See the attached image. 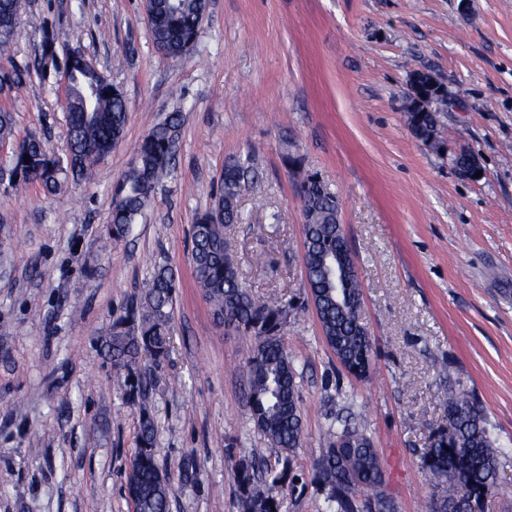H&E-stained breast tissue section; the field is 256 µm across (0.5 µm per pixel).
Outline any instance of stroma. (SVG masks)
Wrapping results in <instances>:
<instances>
[{"label":"stroma","mask_w":512,"mask_h":512,"mask_svg":"<svg viewBox=\"0 0 512 512\" xmlns=\"http://www.w3.org/2000/svg\"><path fill=\"white\" fill-rule=\"evenodd\" d=\"M21 35L0 72L22 68L54 28L57 54L77 50L124 95L122 140L92 178L57 194L0 182V512H133L126 471L141 411L156 427L169 512H236L234 467L276 450L248 420L251 338L214 316L191 265L192 226L240 159L260 185L239 198L227 231L240 280L293 307L282 342L298 373L305 445L277 494L282 512H321L313 462L344 410L385 463L394 512H429L418 462L445 426L438 395L461 382L506 448L512 512V0H208L191 51L159 53L143 0H21ZM448 96L441 147L411 134L403 104L413 71ZM64 67L0 91L16 142L40 136L66 157ZM182 109L174 170L124 241H113L116 186L146 133ZM475 155L483 176L459 175ZM299 156L339 198L362 281L373 366L347 374L323 342L303 267ZM178 283L171 352L142 363L144 409L126 404L102 350L154 268Z\"/></svg>","instance_id":"stroma-1"}]
</instances>
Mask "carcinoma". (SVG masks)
<instances>
[{
  "label": "carcinoma",
  "mask_w": 512,
  "mask_h": 512,
  "mask_svg": "<svg viewBox=\"0 0 512 512\" xmlns=\"http://www.w3.org/2000/svg\"><path fill=\"white\" fill-rule=\"evenodd\" d=\"M205 9L206 0H152L150 26L156 49L171 59L186 55L196 41ZM56 44L55 30L44 28L37 68L43 70L54 63ZM70 61V155L61 159L35 136L22 140L21 150L12 154L9 164L18 185L38 183L55 193L64 187L68 175L89 174L123 136L129 109L122 93L83 56ZM182 118L179 111L169 113L142 139L135 163L114 193L109 225L113 240L122 241L131 234L156 184L170 173ZM406 121L417 140L432 146L441 142L439 108H408ZM256 178L253 167L240 160L224 165L215 205L193 225L191 262L195 281L214 314L223 316L238 335L254 340L247 362L249 420L270 447L278 450L276 467L266 469L263 476L251 460L236 464L238 512H281L282 502L273 490L291 475L296 450L303 447L305 439L297 372L281 339L288 322V303L262 301L243 288L237 260L225 242V228L239 219L241 192ZM300 192L308 299L337 362L361 378L370 372L373 346L357 322L356 310L362 301L360 277L355 270L349 287L338 288L330 273L336 260L350 252L338 220V197L316 173L302 178ZM176 301L175 274L157 266L124 314L112 321L104 339V354L114 373L125 377L124 399L132 407L143 403L149 391L148 382L137 374L141 359L148 357L158 365L169 355ZM443 406L448 426L434 434L419 464L433 487L431 512H487L488 503L500 493V459L506 449L491 435L482 404L460 384L446 386ZM314 467L326 489L324 512H393L378 448L340 411L330 424L326 448ZM126 490L136 512H169L171 484L157 462L155 425L145 411L140 414ZM358 492L366 493L362 503L355 499Z\"/></svg>",
  "instance_id": "1"
}]
</instances>
